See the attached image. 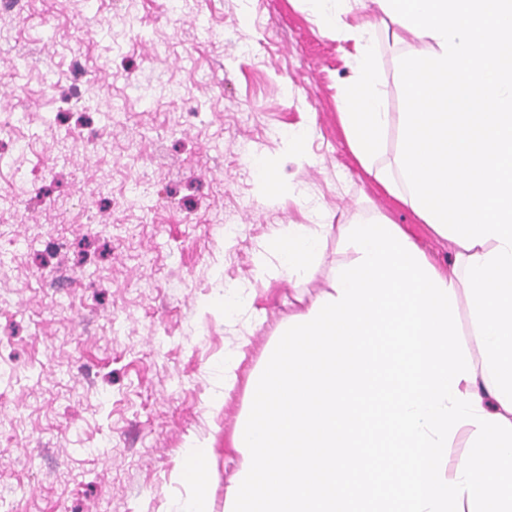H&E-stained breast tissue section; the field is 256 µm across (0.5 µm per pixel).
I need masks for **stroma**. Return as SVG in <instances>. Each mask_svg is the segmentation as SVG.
I'll return each mask as SVG.
<instances>
[{
    "label": "stroma",
    "instance_id": "stroma-1",
    "mask_svg": "<svg viewBox=\"0 0 512 512\" xmlns=\"http://www.w3.org/2000/svg\"><path fill=\"white\" fill-rule=\"evenodd\" d=\"M348 43L306 0H34L0 13V512H173L194 439L214 437L211 512L237 468L232 435L295 297L353 253L329 239L307 282L255 279L288 224L383 215L438 268L454 255L362 169L337 96ZM401 46L377 37L384 111L407 112ZM80 56L81 95L54 112ZM72 148L57 160V131ZM304 136L288 152L285 132ZM264 159L290 196L266 197ZM179 208H169V200ZM251 307L224 321V287ZM261 325L221 412L216 369L235 326Z\"/></svg>",
    "mask_w": 512,
    "mask_h": 512
}]
</instances>
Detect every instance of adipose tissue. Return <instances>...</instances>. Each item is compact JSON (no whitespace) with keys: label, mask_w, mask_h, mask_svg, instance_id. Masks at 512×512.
I'll list each match as a JSON object with an SVG mask.
<instances>
[{"label":"adipose tissue","mask_w":512,"mask_h":512,"mask_svg":"<svg viewBox=\"0 0 512 512\" xmlns=\"http://www.w3.org/2000/svg\"><path fill=\"white\" fill-rule=\"evenodd\" d=\"M308 2L353 46L340 114L352 153L455 253L438 269L382 215L270 238L278 275L299 282L331 236L355 257L289 316L252 375L224 512H512V0ZM384 17L419 110L381 109ZM394 124L401 149L384 162ZM462 297L472 347L456 338ZM459 439L469 456L452 466ZM378 448L397 459L392 476Z\"/></svg>","instance_id":"adipose-tissue-1"}]
</instances>
